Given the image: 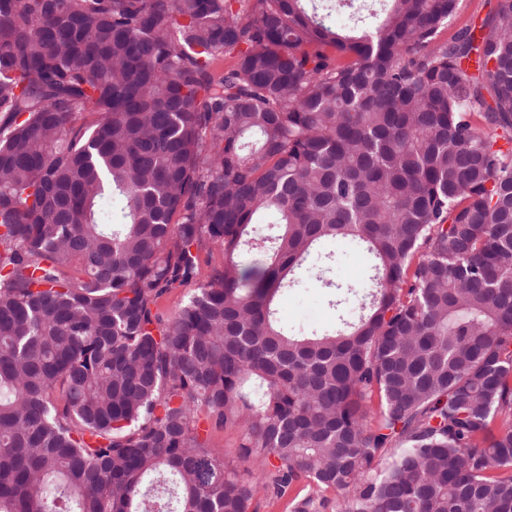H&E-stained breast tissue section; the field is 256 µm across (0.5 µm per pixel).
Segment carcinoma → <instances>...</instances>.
<instances>
[{
    "label": "carcinoma",
    "instance_id": "cac0c4a2",
    "mask_svg": "<svg viewBox=\"0 0 512 512\" xmlns=\"http://www.w3.org/2000/svg\"><path fill=\"white\" fill-rule=\"evenodd\" d=\"M304 2L0 0V512H512V0ZM341 238L369 301L288 328ZM312 6L318 9L321 14L330 13V20L334 24L341 22H347L349 14L353 11H360L361 15H374L377 19L384 18L388 8L389 2L387 0H357L355 2L354 9L342 8L341 5L336 2V8L334 9V2L329 3L326 0H314V2L307 1L306 8L310 11ZM498 0H460L455 17L448 23L440 38L443 41L450 40L461 28L478 26L485 16L497 5ZM321 252L332 253L333 262L326 263L312 256L296 271V284L288 288L279 303V317L288 328L310 333L332 331L340 326L338 312L329 306V299H345L342 305L346 319L354 318L362 304L368 301L372 292L370 265L367 257L349 240L329 242ZM330 280L343 286H352V293L346 288H323L322 281ZM195 288H197V284L188 283L180 288L167 291L158 300V311L164 315H170L177 311L188 297L195 292ZM210 448L219 456H225L226 459L236 460L240 434L236 430H225L224 428H214L209 436ZM308 493V488L303 483L294 485L292 491L282 497H276L270 489H266L261 482L256 485L254 505L258 506V512H292V499L298 495L302 498Z\"/></svg>",
    "mask_w": 512,
    "mask_h": 512
}]
</instances>
